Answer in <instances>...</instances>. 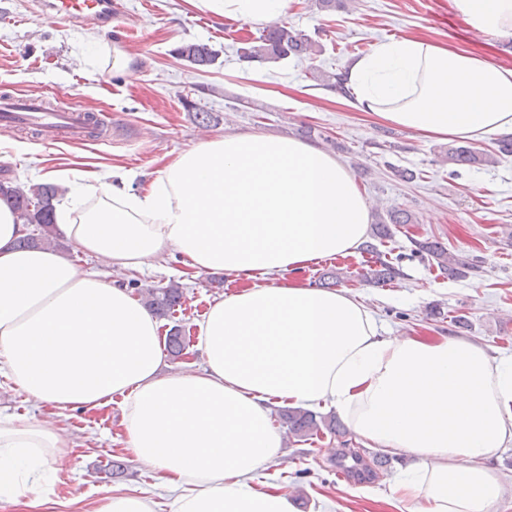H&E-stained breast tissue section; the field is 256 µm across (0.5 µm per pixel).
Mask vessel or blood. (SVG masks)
Wrapping results in <instances>:
<instances>
[{"mask_svg": "<svg viewBox=\"0 0 512 512\" xmlns=\"http://www.w3.org/2000/svg\"><path fill=\"white\" fill-rule=\"evenodd\" d=\"M43 12L55 20L79 18L108 27L117 16L118 6L115 0H44ZM112 122L111 114L69 108L56 95L0 94V129L24 130L50 143L100 141Z\"/></svg>", "mask_w": 512, "mask_h": 512, "instance_id": "obj_1", "label": "vessel or blood"}]
</instances>
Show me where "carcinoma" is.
Returning <instances> with one entry per match:
<instances>
[{
  "label": "carcinoma",
  "mask_w": 512,
  "mask_h": 512,
  "mask_svg": "<svg viewBox=\"0 0 512 512\" xmlns=\"http://www.w3.org/2000/svg\"><path fill=\"white\" fill-rule=\"evenodd\" d=\"M175 54L181 60L196 70L209 67L217 60L216 51L206 43L186 42L174 49ZM321 52V46L312 38L299 34L284 24L268 26L256 40L248 43V46L238 50L239 58L244 62L254 61H278L289 57L297 60L310 59ZM316 79L323 85L341 92L345 91V74L333 72H321ZM497 149L490 152H480L468 145L448 146L445 160L456 166H493L498 163V158L512 155V136H504L497 140ZM58 187L54 184H34L28 189L13 186L8 182L0 183V196L9 200L20 217L26 224L37 225V232L18 241V246L26 248H52L59 246L58 234L55 227L53 207L50 199L56 196ZM415 223V217L400 210H389L386 216L380 218L375 224L373 240L363 244V252L374 258L377 267L369 269L364 274L367 281L381 284L390 281L399 274V270L389 261L382 258L376 242L388 239L392 236V227L402 224ZM414 253L421 256H429L436 260L441 274L450 279L466 277L471 266L468 262L458 258L438 241L429 239L414 241ZM183 290L177 283L171 282L162 288H150L141 293L142 303L158 317L170 318L176 314L183 304ZM167 341L170 353L179 357L184 355L186 349V337L182 327L174 324L167 331ZM288 420L289 433L295 437H311L326 429L336 431V422L325 417L317 416L309 410L298 408L288 409L283 413Z\"/></svg>",
  "instance_id": "carcinoma-1"
}]
</instances>
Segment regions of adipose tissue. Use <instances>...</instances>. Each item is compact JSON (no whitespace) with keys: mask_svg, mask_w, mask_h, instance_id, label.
<instances>
[{"mask_svg":"<svg viewBox=\"0 0 512 512\" xmlns=\"http://www.w3.org/2000/svg\"><path fill=\"white\" fill-rule=\"evenodd\" d=\"M226 22L265 24L287 0H188ZM480 32L512 35V0H450ZM348 82L360 111L432 139L512 130V68L467 49L392 39L359 59ZM54 201L60 229L102 271L46 248L0 198V374L35 407L119 404L136 461L172 493L170 512H294L257 490L283 446L282 403L333 405L374 448L413 461L394 491L416 512H491L502 497L487 461L512 441V359L455 338L381 335L341 291L270 278L349 254L369 212L353 177L308 143L257 133L199 139L145 187L107 169L73 168ZM195 273L249 285L209 304L197 369L164 372L158 321L116 271L170 252ZM69 446L36 416L0 414V504L50 486Z\"/></svg>","mask_w":512,"mask_h":512,"instance_id":"adipose-tissue-1","label":"adipose tissue"}]
</instances>
